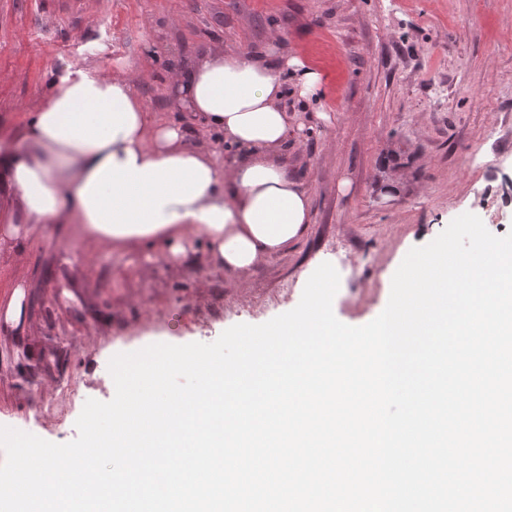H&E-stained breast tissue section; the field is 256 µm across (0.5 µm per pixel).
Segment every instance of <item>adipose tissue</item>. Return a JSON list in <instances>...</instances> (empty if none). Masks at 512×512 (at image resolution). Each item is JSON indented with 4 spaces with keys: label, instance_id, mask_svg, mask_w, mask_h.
Masks as SVG:
<instances>
[{
    "label": "adipose tissue",
    "instance_id": "ef3b65f1",
    "mask_svg": "<svg viewBox=\"0 0 512 512\" xmlns=\"http://www.w3.org/2000/svg\"><path fill=\"white\" fill-rule=\"evenodd\" d=\"M322 85L294 53L210 49L180 65L171 99L181 116L162 121L133 78L66 65L31 117L24 150L0 161L26 216L0 226V262H13L38 225L62 224L91 246L161 244L175 260L202 240L213 266L246 275L311 222L310 198L282 162L292 130L283 99L313 101ZM213 132L234 151L227 163L206 143Z\"/></svg>",
    "mask_w": 512,
    "mask_h": 512
}]
</instances>
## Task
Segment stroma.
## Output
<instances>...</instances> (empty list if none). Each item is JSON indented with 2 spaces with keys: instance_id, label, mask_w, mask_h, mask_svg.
<instances>
[{
  "instance_id": "1",
  "label": "stroma",
  "mask_w": 512,
  "mask_h": 512,
  "mask_svg": "<svg viewBox=\"0 0 512 512\" xmlns=\"http://www.w3.org/2000/svg\"><path fill=\"white\" fill-rule=\"evenodd\" d=\"M271 45L324 79L308 106L285 101L304 125L284 159L311 197L303 239L239 278L202 243L175 262L160 245L115 252L42 225L0 265L1 294L27 284L23 331L0 328V423L70 442L86 400L112 399L115 354L265 323L324 262L340 275L335 316L361 326L408 251L456 217L512 231V0H0V153L20 148L65 64L137 75L145 107L174 121L180 61Z\"/></svg>"
}]
</instances>
